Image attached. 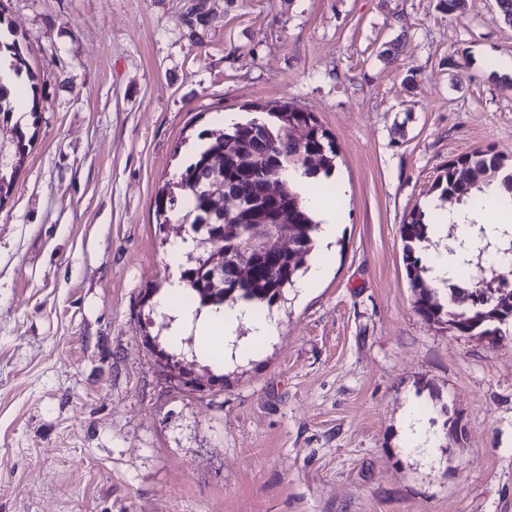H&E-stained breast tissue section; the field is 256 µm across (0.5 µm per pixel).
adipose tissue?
Wrapping results in <instances>:
<instances>
[{"mask_svg": "<svg viewBox=\"0 0 512 512\" xmlns=\"http://www.w3.org/2000/svg\"><path fill=\"white\" fill-rule=\"evenodd\" d=\"M284 178L289 188L299 194L304 206L314 212L319 221L317 250L300 283L301 288L308 290L314 288L327 272L324 258L336 241L339 216L335 207L310 193V180L300 171L287 170ZM426 209L441 216L431 229L432 236L442 241L451 234L456 239L454 246H441L425 257L434 287L441 288L458 275L460 266L469 258L468 247L476 236L494 239L502 234L505 219L512 217V199L494 183L486 188L480 208L441 207L431 200ZM184 289L185 284L180 276H173L164 292L157 297L156 309L170 318L172 335L193 334L199 355L227 364L241 363L252 357L257 346L269 345L277 340L280 330L276 318L257 312L255 303L242 300L223 307L182 306L176 304L175 299L183 294ZM402 439L404 447L427 456L433 455L438 445L437 436L416 405H408L406 409Z\"/></svg>", "mask_w": 512, "mask_h": 512, "instance_id": "adipose-tissue-1", "label": "adipose tissue"}]
</instances>
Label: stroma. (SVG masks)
I'll use <instances>...</instances> for the list:
<instances>
[{"label": "stroma", "instance_id": "obj_1", "mask_svg": "<svg viewBox=\"0 0 512 512\" xmlns=\"http://www.w3.org/2000/svg\"><path fill=\"white\" fill-rule=\"evenodd\" d=\"M40 101L0 205V512H512V323L415 311L400 228L449 161L512 162V26L495 0H0ZM313 113L345 187L327 277L276 344L199 376L153 307L176 232L158 191L235 113ZM416 401L456 420L403 448Z\"/></svg>", "mask_w": 512, "mask_h": 512}]
</instances>
